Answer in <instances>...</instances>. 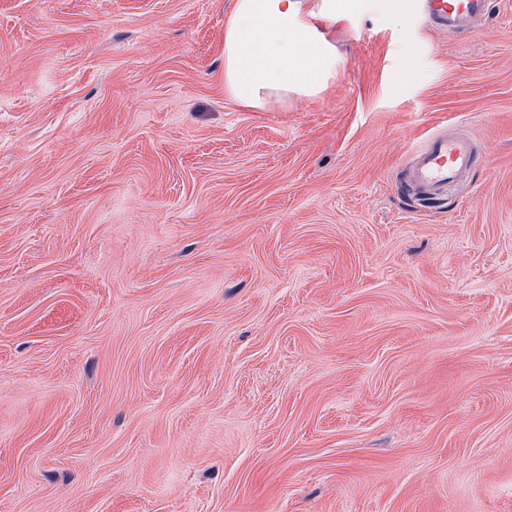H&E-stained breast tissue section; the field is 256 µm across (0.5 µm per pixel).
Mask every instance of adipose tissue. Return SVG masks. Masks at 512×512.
<instances>
[{
	"label": "adipose tissue",
	"mask_w": 512,
	"mask_h": 512,
	"mask_svg": "<svg viewBox=\"0 0 512 512\" xmlns=\"http://www.w3.org/2000/svg\"><path fill=\"white\" fill-rule=\"evenodd\" d=\"M359 0H234L224 22V94L241 108L317 96L336 78L329 32Z\"/></svg>",
	"instance_id": "ef3b65f1"
}]
</instances>
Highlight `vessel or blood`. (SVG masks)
<instances>
[{"label":"vessel or blood","instance_id":"vessel-or-blood-1","mask_svg":"<svg viewBox=\"0 0 512 512\" xmlns=\"http://www.w3.org/2000/svg\"><path fill=\"white\" fill-rule=\"evenodd\" d=\"M490 8L491 0H419V9L431 25L452 34L473 30L488 17ZM482 154V146L462 131L434 132L411 152L402 184L424 200L445 197Z\"/></svg>","mask_w":512,"mask_h":512}]
</instances>
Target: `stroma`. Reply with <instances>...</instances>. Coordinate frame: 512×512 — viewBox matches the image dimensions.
<instances>
[{"label":"stroma","instance_id":"35a3bbf8","mask_svg":"<svg viewBox=\"0 0 512 512\" xmlns=\"http://www.w3.org/2000/svg\"><path fill=\"white\" fill-rule=\"evenodd\" d=\"M231 5L0 0V512H512V0L261 112ZM482 154L483 147L466 133L436 131L409 155L402 184L424 200L445 197L472 170Z\"/></svg>","mask_w":512,"mask_h":512}]
</instances>
